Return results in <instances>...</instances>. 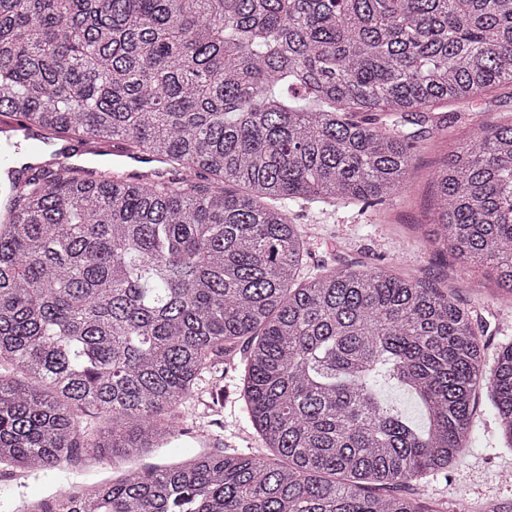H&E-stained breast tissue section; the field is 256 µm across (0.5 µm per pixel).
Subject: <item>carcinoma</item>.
<instances>
[{"label":"carcinoma","mask_w":512,"mask_h":512,"mask_svg":"<svg viewBox=\"0 0 512 512\" xmlns=\"http://www.w3.org/2000/svg\"><path fill=\"white\" fill-rule=\"evenodd\" d=\"M512 88V0H0V114L53 147L118 140L151 183L0 175V473L49 480L5 512H425L394 492L446 470L489 393L512 448V344L448 288L391 266L301 280L302 202L406 186L440 104ZM438 243L512 297V120L433 171ZM243 347L263 448L136 467ZM421 412L388 403L381 382ZM93 409L106 420L85 426ZM112 477L79 487L81 453Z\"/></svg>","instance_id":"obj_1"}]
</instances>
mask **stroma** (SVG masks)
I'll return each instance as SVG.
<instances>
[{
	"label": "stroma",
	"mask_w": 512,
	"mask_h": 512,
	"mask_svg": "<svg viewBox=\"0 0 512 512\" xmlns=\"http://www.w3.org/2000/svg\"><path fill=\"white\" fill-rule=\"evenodd\" d=\"M474 102L472 111L463 104L438 111L440 127L423 134L404 191L375 214L362 213L355 204H339L323 213L300 211L296 220L309 242L304 276L319 273L325 265L364 263L392 265L414 279L442 282L474 322L485 327L486 360L491 363L502 345L512 344V303L501 299L491 267L462 263L452 253L436 251L432 243L431 173L481 127L512 114V90L482 91ZM239 386V374L225 370L222 411H212L203 399L188 404L185 429L193 447L213 448L221 442L244 452L260 448L261 440L237 398ZM403 492L437 512H475L490 500L512 503V448L500 436L487 394L479 396L470 446L457 463L427 474Z\"/></svg>",
	"instance_id": "stroma-1"
}]
</instances>
